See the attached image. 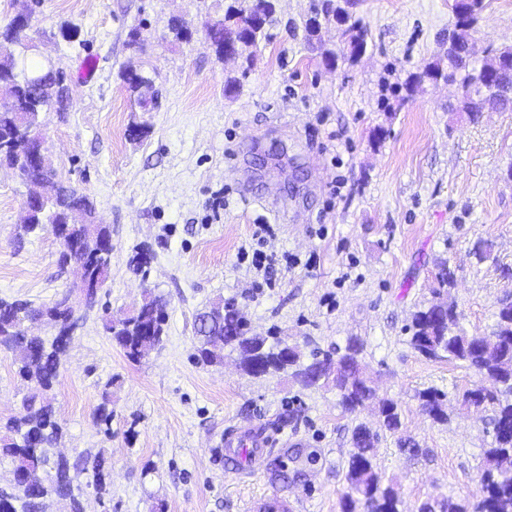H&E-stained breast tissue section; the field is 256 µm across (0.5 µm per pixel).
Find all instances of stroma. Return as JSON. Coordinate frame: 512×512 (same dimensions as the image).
I'll use <instances>...</instances> for the list:
<instances>
[{"label": "stroma", "instance_id": "35a3bbf8", "mask_svg": "<svg viewBox=\"0 0 512 512\" xmlns=\"http://www.w3.org/2000/svg\"><path fill=\"white\" fill-rule=\"evenodd\" d=\"M231 2L0 0V28L29 14L27 59L68 77V112L42 115L57 178L88 195L112 227L101 306L76 330L48 393L63 429L57 454L104 461L105 484L95 487L85 471L73 492L84 512H246L266 494L292 512H342L352 431L376 426L375 405L350 413L336 390L302 388L285 372L249 376L234 352L198 363L196 317L224 300L255 335L309 338L329 352L358 338L377 398L398 405L401 430L381 433L376 463L402 512L469 497L492 412L460 410L457 399L490 382L461 362L419 356L408 326L418 308L446 299L460 328L484 336L499 300L512 295V112L473 124L449 109L457 87L425 82L406 93L448 36L449 0H357L354 15L371 39L358 62L332 71L320 51L338 49L335 29L316 43L304 30L312 0H273L267 38L246 56L218 58L205 27ZM176 16L195 27L191 41H171ZM64 28L76 39L64 40ZM490 45L512 46V0H485L474 50ZM86 61L91 77L82 81ZM128 67L152 80L158 108L131 97ZM230 78L240 85L229 96ZM134 124L146 129L141 139L128 135ZM27 194L0 164V298L41 305L77 269L61 262L51 231L17 241ZM259 224L271 225L263 249L278 259L268 288L237 259ZM140 247L154 256L145 278L129 266ZM442 261L455 269L448 291L435 278ZM147 288L168 303L166 336L133 362L100 315L130 311ZM426 388L447 395V422L423 413ZM33 391L0 347V422L21 415ZM105 399L107 425L97 419ZM251 423L280 438L259 474H241L229 454L214 463L225 429ZM402 436L417 455L400 449Z\"/></svg>", "mask_w": 512, "mask_h": 512}]
</instances>
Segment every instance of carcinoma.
I'll list each match as a JSON object with an SVG mask.
<instances>
[{
  "mask_svg": "<svg viewBox=\"0 0 512 512\" xmlns=\"http://www.w3.org/2000/svg\"><path fill=\"white\" fill-rule=\"evenodd\" d=\"M273 10L272 0H240V5L229 6L222 17L209 24L218 34L213 41L216 54L224 56V39L234 36L243 22L261 16L267 24ZM472 33L473 28L455 18L454 28L448 34L451 45L428 64L425 76L435 80L449 78L458 84L460 98L450 110L476 122L482 114V102L495 99L496 85L480 66L461 55L472 40ZM367 38V28L350 16L341 30L340 53L324 50L322 60L330 65L340 54L354 62L359 57L358 50L366 48ZM16 46L29 50L22 30L12 22L0 30V96L8 99V104L0 107V164L13 169L22 181L41 185L46 193L30 222L21 225L23 233L36 235L49 224L58 238L81 237L90 231L100 236L112 234V227L100 223L95 206L86 195L60 185L51 157H45L38 166H17L11 144L25 137L31 127H39L41 114L46 110L66 112L70 95L64 79L47 75L39 65L20 63ZM126 80L140 105L145 107L154 102L148 77L130 71ZM150 262L151 255L139 249L129 265L145 276ZM168 318L166 301L149 291L132 312L115 323L103 322V328L129 360L138 362L162 344ZM66 319L56 301L34 306L27 301L0 299V345L16 352L18 375L37 383L44 392L52 389L66 348L59 344L57 335L50 339L25 335L24 324L36 320L56 326ZM457 320L455 309H441L433 302L415 311L409 326L410 344L422 357L460 361L498 385L494 393L477 387L462 394L461 402L467 407L491 408L493 439L483 452L484 471L474 498L462 502L448 499L440 504V512H512V300H500L496 324L487 336L467 335L457 329ZM197 339L196 359L204 364L223 360L227 349L239 354L242 370L252 377L288 370L304 388L333 386L342 406L351 412L375 400V390L359 360L361 344L355 339L348 340L344 349H336L334 358L321 355L318 347L312 348L308 362L300 355L287 358L280 349L281 338L246 335L233 302L223 304L221 312L206 311L197 316ZM418 398L434 421L448 420L445 393L427 388L418 393ZM378 412L381 430L399 432L401 419L394 401H378ZM5 428L7 434L0 435V455L10 460L14 471L20 474L46 469L49 478L26 492L14 482L0 484V512H42L43 499L52 494L71 498L73 512H82L80 503L74 499L71 475L78 470V464L59 459L52 452L60 426L51 403L31 396L25 403V413L8 420ZM376 439L378 434L363 424L353 432L343 512H401L397 492L385 483L375 463Z\"/></svg>",
  "mask_w": 512,
  "mask_h": 512,
  "instance_id": "cac0c4a2",
  "label": "carcinoma"
}]
</instances>
